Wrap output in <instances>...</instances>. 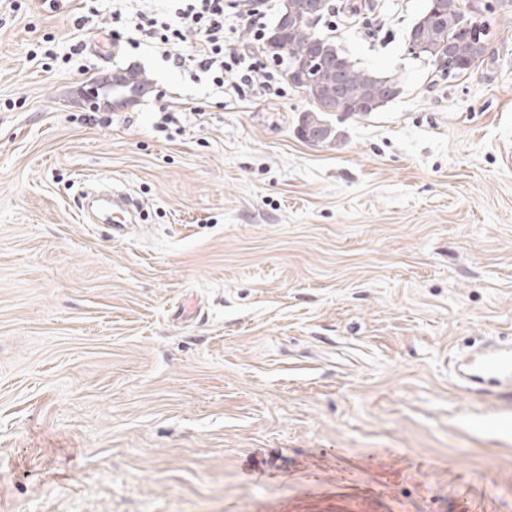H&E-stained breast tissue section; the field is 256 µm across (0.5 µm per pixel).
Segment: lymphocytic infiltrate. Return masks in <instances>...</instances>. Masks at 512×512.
<instances>
[{"label":"lymphocytic infiltrate","mask_w":512,"mask_h":512,"mask_svg":"<svg viewBox=\"0 0 512 512\" xmlns=\"http://www.w3.org/2000/svg\"><path fill=\"white\" fill-rule=\"evenodd\" d=\"M261 0H178L170 11L144 12L132 0H117L111 20L122 25L132 48L146 46L172 62L174 67H194L211 77L224 95L240 97L280 96L283 92L276 72L260 66L253 54L225 38L228 14L243 21L256 15ZM199 37L191 54L179 52L187 33Z\"/></svg>","instance_id":"lymphocytic-infiltrate-1"}]
</instances>
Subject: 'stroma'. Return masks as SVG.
Returning a JSON list of instances; mask_svg holds the SVG:
<instances>
[{"label": "stroma", "instance_id": "1", "mask_svg": "<svg viewBox=\"0 0 512 512\" xmlns=\"http://www.w3.org/2000/svg\"><path fill=\"white\" fill-rule=\"evenodd\" d=\"M58 3L0 0V512H512V404L448 368L512 336V0H464L491 57L452 82L405 52L426 0L320 20L402 85L322 145L296 88ZM103 179L123 231L80 217ZM148 85H151V80L145 72L126 69L112 76V95L116 96L115 102L119 104L127 93L132 95ZM107 203L109 206L108 210H104L101 205ZM100 212L104 219L113 224H130L133 217L132 203L130 200L119 193L112 192V200L109 198H103L101 200ZM113 212L112 220L109 219V215ZM120 213L121 217L115 216L114 214Z\"/></svg>", "mask_w": 512, "mask_h": 512}]
</instances>
